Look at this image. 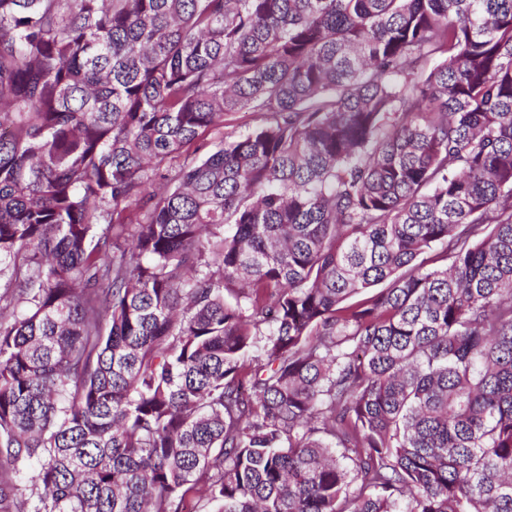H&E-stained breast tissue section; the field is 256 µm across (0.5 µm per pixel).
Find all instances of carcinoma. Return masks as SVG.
<instances>
[{"instance_id":"cac0c4a2","label":"carcinoma","mask_w":512,"mask_h":512,"mask_svg":"<svg viewBox=\"0 0 512 512\" xmlns=\"http://www.w3.org/2000/svg\"><path fill=\"white\" fill-rule=\"evenodd\" d=\"M190 498L512 512V0H0V512Z\"/></svg>"}]
</instances>
